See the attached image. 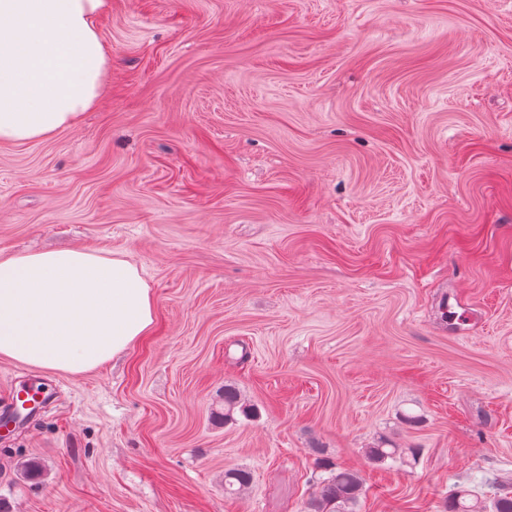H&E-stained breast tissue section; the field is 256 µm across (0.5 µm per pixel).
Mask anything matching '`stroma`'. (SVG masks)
Listing matches in <instances>:
<instances>
[{
  "mask_svg": "<svg viewBox=\"0 0 512 512\" xmlns=\"http://www.w3.org/2000/svg\"><path fill=\"white\" fill-rule=\"evenodd\" d=\"M99 29L100 102L0 144V252L122 254L156 323L84 374L0 358V398L47 394L0 435L5 512H305L333 464L359 512L512 482V0H112ZM251 484V475L245 469H230L224 472V491L229 495H238Z\"/></svg>",
  "mask_w": 512,
  "mask_h": 512,
  "instance_id": "35a3bbf8",
  "label": "stroma"
}]
</instances>
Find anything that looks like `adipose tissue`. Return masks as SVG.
<instances>
[{
  "mask_svg": "<svg viewBox=\"0 0 512 512\" xmlns=\"http://www.w3.org/2000/svg\"><path fill=\"white\" fill-rule=\"evenodd\" d=\"M112 0H0V143L75 127L110 65L98 29ZM152 290L123 255L89 248L0 253V357L81 374L151 334Z\"/></svg>",
  "mask_w": 512,
  "mask_h": 512,
  "instance_id": "adipose-tissue-1",
  "label": "adipose tissue"
}]
</instances>
